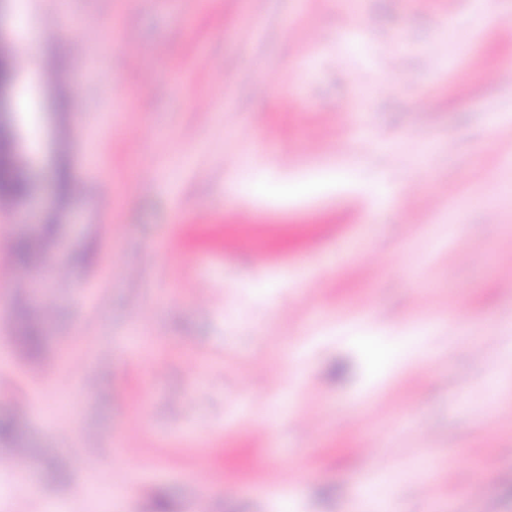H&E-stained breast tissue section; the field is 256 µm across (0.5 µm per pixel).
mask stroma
Returning <instances> with one entry per match:
<instances>
[{"label":"stroma","instance_id":"stroma-1","mask_svg":"<svg viewBox=\"0 0 512 512\" xmlns=\"http://www.w3.org/2000/svg\"><path fill=\"white\" fill-rule=\"evenodd\" d=\"M19 13L44 34L35 69ZM494 14L0 0L15 150L40 176L0 207V416L18 438L0 455L37 460L21 479L0 469V512H105L127 464L121 512H359L377 482L365 446L386 470L423 468L390 486L391 512H512V206L488 208L512 192V84L490 77L512 68L497 28L512 0ZM354 18L369 22L355 39ZM108 33L128 60H72ZM62 85L65 107L47 108ZM48 223L54 318L27 360L11 242ZM291 393L311 428L280 411Z\"/></svg>","mask_w":512,"mask_h":512}]
</instances>
